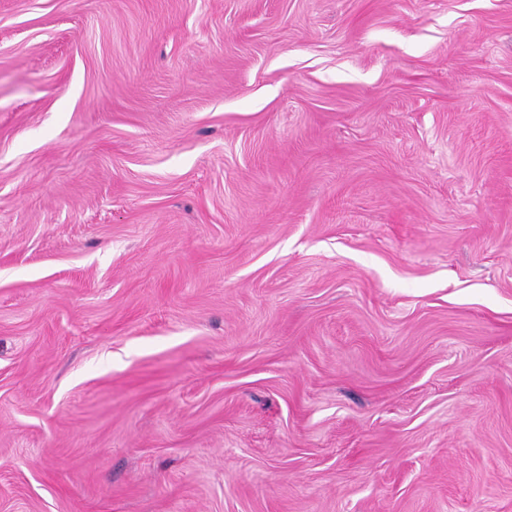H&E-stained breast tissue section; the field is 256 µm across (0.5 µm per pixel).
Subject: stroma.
I'll return each instance as SVG.
<instances>
[{"label": "stroma", "instance_id": "1", "mask_svg": "<svg viewBox=\"0 0 512 512\" xmlns=\"http://www.w3.org/2000/svg\"><path fill=\"white\" fill-rule=\"evenodd\" d=\"M0 512H512V0H0Z\"/></svg>", "mask_w": 512, "mask_h": 512}]
</instances>
